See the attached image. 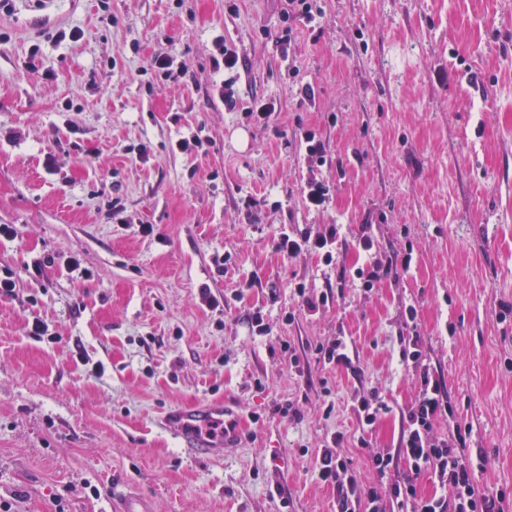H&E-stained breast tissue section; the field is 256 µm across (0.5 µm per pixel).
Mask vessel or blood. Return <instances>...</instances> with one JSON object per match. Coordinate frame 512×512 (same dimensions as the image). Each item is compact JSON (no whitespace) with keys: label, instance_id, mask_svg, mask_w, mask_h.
Masks as SVG:
<instances>
[{"label":"vessel or blood","instance_id":"b4317fda","mask_svg":"<svg viewBox=\"0 0 512 512\" xmlns=\"http://www.w3.org/2000/svg\"><path fill=\"white\" fill-rule=\"evenodd\" d=\"M231 412L221 403H204L197 407L176 409L165 414L163 423L173 428L188 456L211 460L222 456L225 449L239 442L237 431L229 429ZM119 512H153L148 501L125 490L115 492Z\"/></svg>","mask_w":512,"mask_h":512}]
</instances>
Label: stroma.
I'll return each mask as SVG.
<instances>
[{
    "label": "stroma",
    "mask_w": 512,
    "mask_h": 512,
    "mask_svg": "<svg viewBox=\"0 0 512 512\" xmlns=\"http://www.w3.org/2000/svg\"><path fill=\"white\" fill-rule=\"evenodd\" d=\"M314 2L311 23L285 0L0 7V225L17 230L0 239L15 282L0 298V501L116 512L109 490L131 481L155 512H336L321 446L344 432L345 458L376 481L370 454L398 450L417 395L399 356L415 332L468 448L487 456L476 484L512 488V321L497 319L512 306V0ZM227 49L240 58L231 74L213 65ZM160 55L179 77H160ZM228 78L232 111L218 97ZM262 99L277 105L264 120ZM308 129L324 164L305 152ZM192 137L199 153L175 150ZM312 179L330 189L318 208L303 193ZM326 224L343 227L334 265L275 248L281 228ZM363 229L380 260L415 250L409 271L369 292L350 279L366 261ZM227 253L237 262L217 274ZM298 281L343 295L314 314ZM246 282L245 300L221 312L198 295ZM255 306L272 335H251ZM35 317L54 342L28 336ZM340 333L348 369L314 353ZM372 388L387 409L362 448L353 396ZM217 400L240 442L201 462L160 419ZM288 403L299 418L278 413Z\"/></svg>",
    "instance_id": "35a3bbf8"
}]
</instances>
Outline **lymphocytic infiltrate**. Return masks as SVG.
I'll use <instances>...</instances> for the list:
<instances>
[{"label": "lymphocytic infiltrate", "mask_w": 512, "mask_h": 512, "mask_svg": "<svg viewBox=\"0 0 512 512\" xmlns=\"http://www.w3.org/2000/svg\"><path fill=\"white\" fill-rule=\"evenodd\" d=\"M340 236L341 227L337 224L298 236L284 230L277 235L275 248L291 258L303 253L316 254L329 266L335 260V245ZM424 351L423 339L416 333L401 351L402 358L411 362L418 385V394L404 416L406 430L401 448L411 477L382 483L393 458L391 454L376 452L371 462L378 480L364 484L340 453L346 441L344 434L334 432L321 450L318 477L335 488L338 512H392L396 507L402 512H504L506 490L487 493L476 486L475 472L484 468L486 459L483 452L474 453L467 448L461 427H454L444 439L433 432L435 422L453 418L455 410L441 382L425 364ZM424 471L434 474L442 494L419 497L413 477Z\"/></svg>", "instance_id": "obj_1"}]
</instances>
